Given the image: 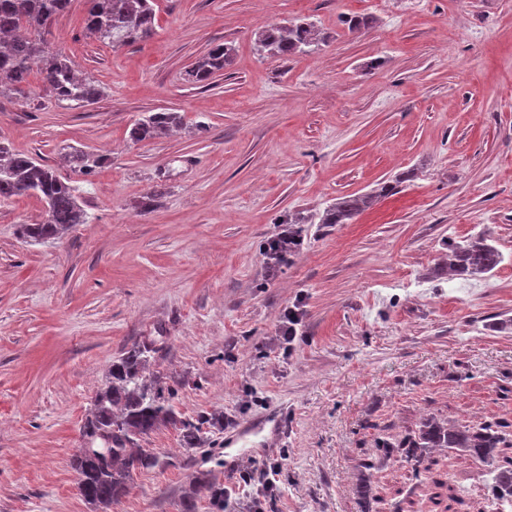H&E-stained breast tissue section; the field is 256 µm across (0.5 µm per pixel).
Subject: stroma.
<instances>
[{
    "instance_id": "35a3bbf8",
    "label": "stroma",
    "mask_w": 512,
    "mask_h": 512,
    "mask_svg": "<svg viewBox=\"0 0 512 512\" xmlns=\"http://www.w3.org/2000/svg\"><path fill=\"white\" fill-rule=\"evenodd\" d=\"M156 33L115 48L72 0L47 35L104 87L69 108L30 73L0 95V141L58 164L63 147L109 155L62 168L87 214L61 238L22 236L34 196L0 204V512H93L71 458L113 357L147 339L150 375L179 417H208L186 447L162 426L140 442L165 464L133 476L109 512H492L490 476L433 451L421 474L376 437L512 421V0H157ZM371 23L349 29L347 17ZM310 22L323 40L279 59L268 25ZM233 49L202 88L186 80L213 44ZM183 125L129 138L146 113ZM349 224L319 217L405 171ZM303 244L277 263L284 219ZM492 234L493 274L448 271L447 242ZM302 321L291 347L277 327ZM275 428L225 448L248 424ZM373 461V469L362 461ZM279 464L276 494L262 471ZM250 484H243L242 473ZM229 489L195 493L198 474ZM61 157L63 162L73 168L74 171L86 176L91 175L97 168L102 167L110 159L107 155L73 146L63 148Z\"/></svg>"
}]
</instances>
